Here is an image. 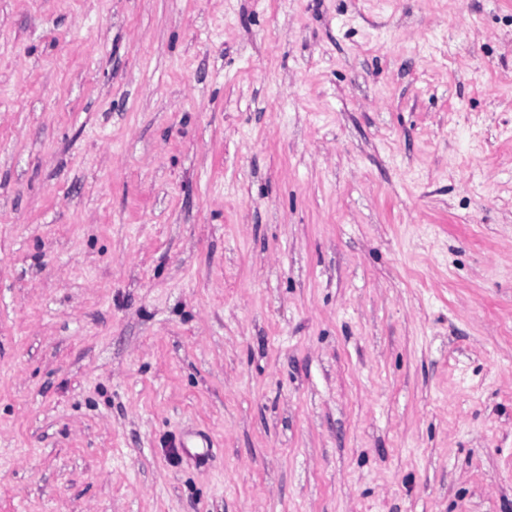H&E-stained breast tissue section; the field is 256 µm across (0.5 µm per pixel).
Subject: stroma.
<instances>
[{
  "mask_svg": "<svg viewBox=\"0 0 512 512\" xmlns=\"http://www.w3.org/2000/svg\"><path fill=\"white\" fill-rule=\"evenodd\" d=\"M0 512H512V0H0Z\"/></svg>",
  "mask_w": 512,
  "mask_h": 512,
  "instance_id": "35a3bbf8",
  "label": "stroma"
}]
</instances>
